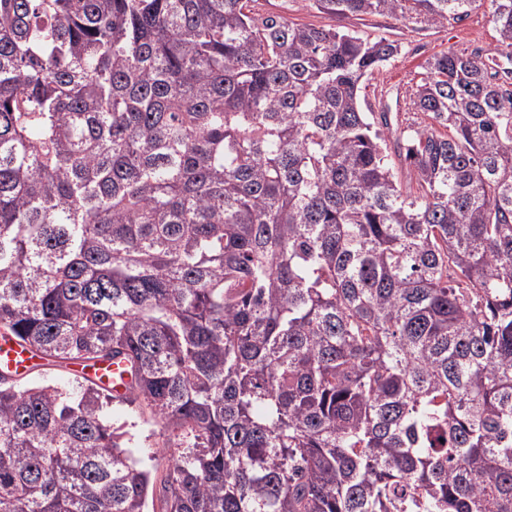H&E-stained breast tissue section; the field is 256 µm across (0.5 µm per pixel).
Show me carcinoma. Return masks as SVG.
<instances>
[{"mask_svg":"<svg viewBox=\"0 0 512 512\" xmlns=\"http://www.w3.org/2000/svg\"><path fill=\"white\" fill-rule=\"evenodd\" d=\"M0 0V334L126 364L0 378V512H512V0ZM406 170L398 176L389 150ZM312 0L260 1L265 12H275L299 24H339L365 34H383L401 45V54L388 64L364 89L366 104H373L383 89L411 90L423 72L421 66L433 55L470 54L475 49L493 50L500 45L494 24L484 9L474 10L460 22L411 31L403 23L385 16L350 17L336 23L320 14ZM126 429L129 430L131 434L135 435V437L142 444L144 443L145 447H149L151 450L158 451L159 454L162 453L163 448H158L161 446V442L164 440V430L160 424L154 421H150L148 424H143L142 422L138 421L136 427H131L128 425Z\"/></svg>","mask_w":512,"mask_h":512,"instance_id":"1","label":"carcinoma"}]
</instances>
